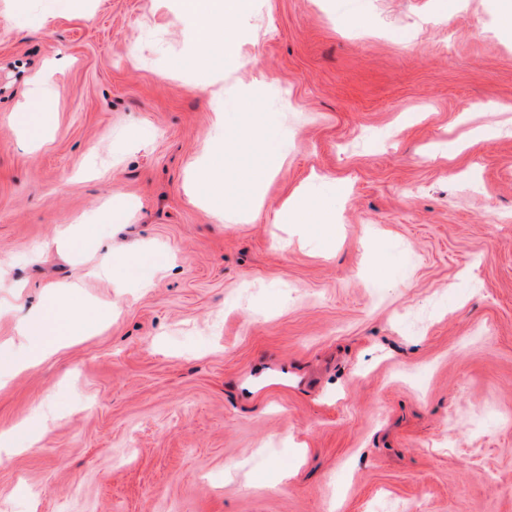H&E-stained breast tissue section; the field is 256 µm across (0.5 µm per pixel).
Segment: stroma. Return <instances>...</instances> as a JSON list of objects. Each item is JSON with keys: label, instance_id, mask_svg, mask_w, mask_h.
I'll use <instances>...</instances> for the list:
<instances>
[{"label": "stroma", "instance_id": "obj_1", "mask_svg": "<svg viewBox=\"0 0 512 512\" xmlns=\"http://www.w3.org/2000/svg\"><path fill=\"white\" fill-rule=\"evenodd\" d=\"M501 7L249 0L240 68L199 65L180 0H0V350L50 288L112 310L0 386V431L42 425L0 512H512ZM245 95L286 156L254 184L220 151ZM321 176L332 228L274 223Z\"/></svg>", "mask_w": 512, "mask_h": 512}]
</instances>
